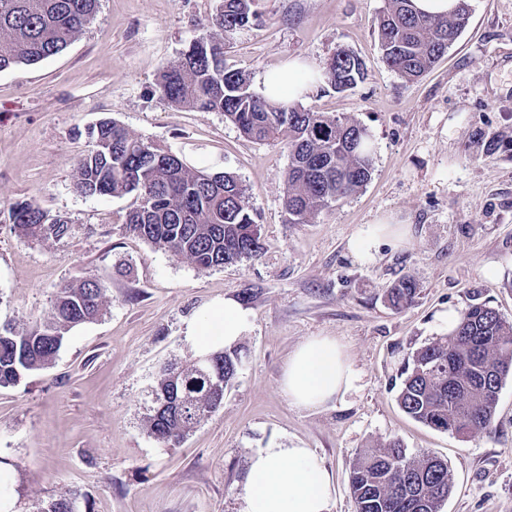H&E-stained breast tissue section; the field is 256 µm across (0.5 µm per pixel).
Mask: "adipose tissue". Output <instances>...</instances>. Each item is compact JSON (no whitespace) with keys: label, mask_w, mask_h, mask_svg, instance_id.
<instances>
[{"label":"adipose tissue","mask_w":512,"mask_h":512,"mask_svg":"<svg viewBox=\"0 0 512 512\" xmlns=\"http://www.w3.org/2000/svg\"><path fill=\"white\" fill-rule=\"evenodd\" d=\"M320 71L303 59H291L269 71L264 96L280 102L305 99ZM406 224L385 217L363 225L351 242L357 259L368 260L381 244L398 247L408 237ZM246 327L245 313L231 299L213 302L186 326V334L199 352L233 346ZM356 373L343 346L331 336H312L289 355L280 390L290 406L307 410L333 403L354 388ZM331 475L308 448L266 443L249 456L241 512H332Z\"/></svg>","instance_id":"1"}]
</instances>
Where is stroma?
<instances>
[{
	"instance_id": "stroma-1",
	"label": "stroma",
	"mask_w": 512,
	"mask_h": 512,
	"mask_svg": "<svg viewBox=\"0 0 512 512\" xmlns=\"http://www.w3.org/2000/svg\"><path fill=\"white\" fill-rule=\"evenodd\" d=\"M218 4L98 0L62 52L0 70V324L49 318L65 283L95 276L107 287L102 315L73 328L49 368L0 388L11 512L71 490L78 512H239L248 455L270 439L312 449L332 477V512H356L351 465L395 437L410 454L447 460L452 492L442 512H512V376L492 433L467 441L397 403L398 369L442 336L441 311L484 303L512 321V0H470L466 29L413 81L382 58L385 0H257L258 19L224 50L226 67L253 90L289 59L322 69L339 49L366 73L343 93L319 82L303 101L355 118L375 145L367 185L305 224L288 223L283 208L285 141L253 142L223 113L176 107L157 90L167 63L215 35ZM104 119L191 169L233 173L261 255L199 268L127 232L136 195L78 193L75 163ZM32 198L67 219L69 234L19 236L11 210ZM389 213L409 224L408 245L354 258L352 238ZM493 264L500 275L484 278ZM404 277L417 294L398 310L388 291ZM224 298L245 311L242 368L222 408L179 446L164 445L144 422L157 373L193 354L188 321ZM311 336L336 337L357 382L326 407L297 410L279 383L288 355Z\"/></svg>"
}]
</instances>
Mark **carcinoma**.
<instances>
[{
  "mask_svg": "<svg viewBox=\"0 0 512 512\" xmlns=\"http://www.w3.org/2000/svg\"><path fill=\"white\" fill-rule=\"evenodd\" d=\"M97 0H0V70L36 64L63 51L94 16ZM256 0H221L213 25L224 37L258 19ZM468 0L449 17L418 11L413 0H387L377 34L387 66L412 81L445 55L469 24ZM219 38L193 40L159 74L160 94L177 107L222 112L253 141L287 140L284 208L288 223L305 224L319 212L365 186L373 158L367 129L353 119L316 112L301 104L279 105L254 92L245 74L224 67ZM365 78L352 52L334 53L324 79L338 92ZM89 149L77 161L76 189L89 196L134 193L140 203L127 230L174 256L207 269L258 256L263 250L245 189L229 173L188 168L161 146L132 136L113 121L90 132ZM27 240L61 239L68 221L49 217L34 201L12 213ZM106 287L95 277L58 290L50 319L29 327L0 326V387L18 385L55 360L66 334L97 319ZM416 285L403 279L391 288L395 307L413 302ZM197 356L164 369L145 418L148 433L175 446L224 405V389L242 366L237 346ZM512 374V322L486 304L460 312L446 335L416 349L404 364L400 408L433 429L467 439L492 432L499 391ZM452 488L447 461L432 453L413 456L398 438L365 451L350 469L356 512H440ZM77 492L43 504L37 512H76Z\"/></svg>",
  "mask_w": 512,
  "mask_h": 512,
  "instance_id": "carcinoma-1",
  "label": "carcinoma"
}]
</instances>
